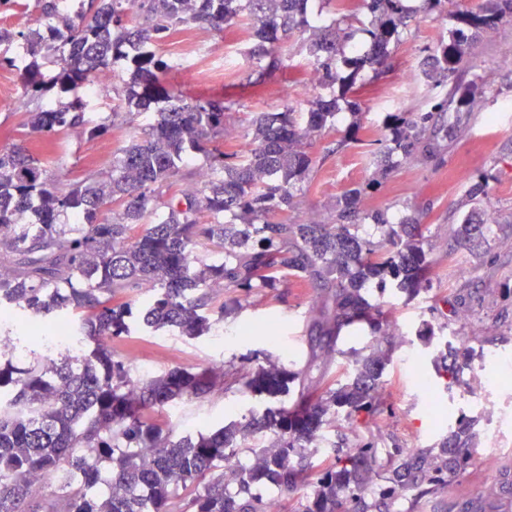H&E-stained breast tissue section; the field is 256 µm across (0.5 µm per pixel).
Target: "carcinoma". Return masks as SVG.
Instances as JSON below:
<instances>
[{
  "label": "carcinoma",
  "instance_id": "obj_1",
  "mask_svg": "<svg viewBox=\"0 0 512 512\" xmlns=\"http://www.w3.org/2000/svg\"><path fill=\"white\" fill-rule=\"evenodd\" d=\"M309 0H82L80 11L63 28L41 30V19L59 14V0H36L40 18L13 32L0 28V45L22 41L30 61L19 68L23 94L36 97L50 87L65 92L84 89L117 61L128 63L125 104L146 111V137L122 149L112 172L87 173L75 184L52 179L27 150L0 149V254L15 255L21 271L0 275V309L17 308L35 324L23 347H47L50 336L66 329L93 348L78 355L56 352L59 364L48 370L42 357L0 360V512H268L253 486L269 482L290 492L304 481L302 461L317 452L325 428L342 413L355 424L380 410V379L388 360L379 347L359 356L344 383L319 388L308 373L285 364L259 366L241 373L206 367L174 370L136 380L130 365L112 355V339L136 331H172L190 339L215 331L240 295L275 290L294 281L316 290L313 327L320 349L336 351L339 330L366 325L377 331L382 307H372L361 293L375 283L380 293L392 287L416 298L430 282L432 261L425 250L422 216L390 227L389 240L374 242L359 233L367 218L385 223L382 214L361 210L362 189L346 191L336 204L332 224L292 222L294 189L316 169L308 138L336 117V97L316 95L301 122L286 107L260 112L249 138L234 152L220 148L226 114L236 102L186 98L168 81L178 63L158 57L154 44L179 26H206L222 32L247 25L246 52L266 59V70L286 68L280 43L298 32L313 31L305 43L318 82L337 85L352 111L358 77L369 68L379 77L389 69L392 50L411 22L407 0H357L336 5V20L316 27L308 16ZM459 27L422 61V75L434 86L448 87L445 98L418 112H389L383 127L394 147L378 144L380 160L402 159L427 151L423 141L439 112H472L482 90L461 74L474 45L507 18L512 0H490L477 11L455 15ZM55 58L57 72L45 73L39 55ZM86 101L74 97L59 109L29 113L28 125L55 134L85 127L88 139L104 136L109 125L85 119ZM204 155L209 179L200 188L173 193L165 218L142 223L147 204L183 176L190 153ZM37 223L25 220L28 212ZM477 208L462 218L460 231L478 242L489 225L474 222ZM77 217L63 224L62 215ZM207 241L224 250V261L207 264L195 248ZM150 301L133 313L128 296L146 286ZM224 288L225 300L206 312L211 288ZM445 350L439 374L456 383L461 363ZM264 395L275 405L250 413L210 433L175 437L155 422L154 412L170 402L200 398L217 385ZM291 397L285 404L281 399ZM266 431L273 446L252 448L256 463L237 470L235 490L227 492L224 463L236 458L241 441ZM471 421L432 454L398 448L400 464L380 489L377 512H391L399 493L417 487L430 492L451 474L471 464ZM374 446L334 449L322 466L313 491L293 512H368L349 508L364 500L373 472ZM60 478L49 494L30 486L34 474Z\"/></svg>",
  "mask_w": 512,
  "mask_h": 512
}]
</instances>
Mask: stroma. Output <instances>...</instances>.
Masks as SVG:
<instances>
[{
	"label": "stroma",
	"mask_w": 512,
	"mask_h": 512,
	"mask_svg": "<svg viewBox=\"0 0 512 512\" xmlns=\"http://www.w3.org/2000/svg\"><path fill=\"white\" fill-rule=\"evenodd\" d=\"M482 2L448 0L449 13L443 17L428 10L425 0H415L417 18L395 48L391 69L379 79L372 70H365L357 83L356 95L363 103L357 121L364 139L382 137L385 113L415 110L442 95V88L414 78L424 51L447 37L454 25L453 11ZM300 43L297 37L286 43L288 66L272 77L264 75L261 63L244 54L245 37L238 26L221 33L202 26L184 28L161 41L156 53L181 62L170 78L174 90L205 100L236 101L226 121L223 149L229 152L239 146L256 113L286 107L308 111L314 96L307 88L312 66L300 51ZM509 45L512 21L502 23L477 43L470 75L485 85L484 104L474 112L444 114L440 125L447 135L438 138L436 155L398 161L381 171L365 147H340L355 121L342 108L331 125L314 137L313 151L322 162L312 180L295 191L297 208L290 214L294 220L313 215L322 223H332L337 200L345 191L361 188L365 191L363 208L382 210L388 223L396 225L419 214L426 226L427 248L434 263L430 288L411 301L401 295H379L371 285L363 291L368 302H383L387 323L399 326L382 377L384 410L358 428L337 423L336 432L352 443L362 438L373 441L374 469L383 477L396 449L437 447L461 419L470 418L477 433V459L466 471L449 476L434 493L398 500L393 512H459L465 502L497 488L496 473L483 465V458L512 466V299L506 294L512 288V54L505 52ZM216 67L223 68V81H208L205 69ZM112 70L113 77L95 82L85 97L86 119L110 126L104 137L90 141L81 127L51 135L31 131L27 113L59 106L70 96L54 89L43 97L22 100L16 72L0 67V148L29 150L54 179L65 184L79 181L88 170L110 172L121 150L142 136L145 122L135 113L128 114L126 122H113V111L126 109L120 91L129 73L121 61ZM479 180L488 186L482 208L494 211L498 222L485 241L474 245L460 237L458 229L463 213L471 207L467 190ZM458 293L472 298L468 319L457 318L445 308L435 309L437 300ZM314 296L313 289L293 284L273 293L261 290L225 317L222 333L189 339L160 331L113 340L112 349L117 356L130 357L132 374L139 379L179 368H237L243 358L275 359L288 349L296 368L318 363L313 383L340 380L350 371L355 354L368 353L372 333L365 326L342 332L338 354L314 358L310 336ZM427 321L447 325L449 336L468 337L471 349L490 351L489 359L474 360L473 369L487 383L485 400L499 413V438H491L487 425L468 403L463 386L446 389L436 369L438 350L424 345L418 336ZM268 405L265 397L248 392L215 391L171 403L157 421L175 435L193 436L262 412Z\"/></svg>",
	"instance_id": "1"
}]
</instances>
